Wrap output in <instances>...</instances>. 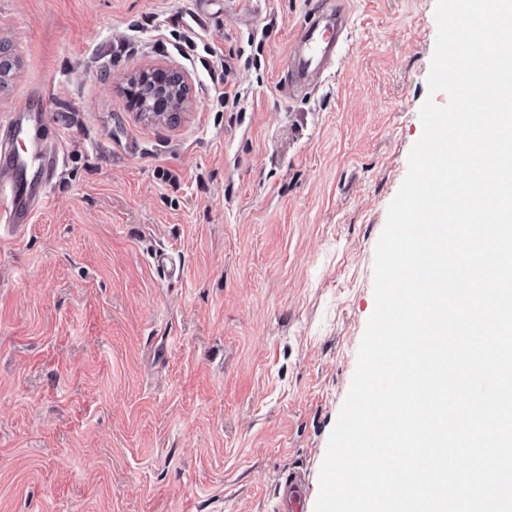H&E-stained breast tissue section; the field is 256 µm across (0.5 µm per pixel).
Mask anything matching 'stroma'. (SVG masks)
Returning <instances> with one entry per match:
<instances>
[{
	"label": "stroma",
	"instance_id": "obj_1",
	"mask_svg": "<svg viewBox=\"0 0 512 512\" xmlns=\"http://www.w3.org/2000/svg\"><path fill=\"white\" fill-rule=\"evenodd\" d=\"M315 3L0 0V120L42 90L60 149L0 234V512H275L294 472L315 503L387 207L448 101L436 0H349L339 64L284 92ZM156 65L188 77L177 123L128 96Z\"/></svg>",
	"mask_w": 512,
	"mask_h": 512
}]
</instances>
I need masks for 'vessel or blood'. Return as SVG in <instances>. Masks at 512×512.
I'll return each instance as SVG.
<instances>
[{
  "mask_svg": "<svg viewBox=\"0 0 512 512\" xmlns=\"http://www.w3.org/2000/svg\"><path fill=\"white\" fill-rule=\"evenodd\" d=\"M346 26V8L338 0L335 10L324 12L322 20L305 29L290 46L286 68L289 87H299L318 76L337 55L344 43L342 34ZM46 150L14 157L11 165L0 168V183L10 185L9 192H0V221L19 228L29 223L36 209L42 205V198L32 197L27 185L17 177L25 165L36 164L46 157ZM305 487L300 476L289 475L279 486L277 512H302Z\"/></svg>",
  "mask_w": 512,
  "mask_h": 512,
  "instance_id": "1",
  "label": "vessel or blood"
}]
</instances>
